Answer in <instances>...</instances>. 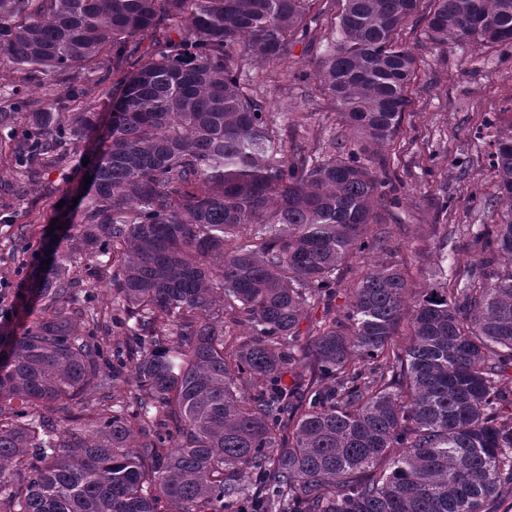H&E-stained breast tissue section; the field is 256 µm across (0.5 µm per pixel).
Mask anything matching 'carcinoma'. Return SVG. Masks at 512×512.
Returning a JSON list of instances; mask_svg holds the SVG:
<instances>
[{
    "instance_id": "cac0c4a2",
    "label": "carcinoma",
    "mask_w": 512,
    "mask_h": 512,
    "mask_svg": "<svg viewBox=\"0 0 512 512\" xmlns=\"http://www.w3.org/2000/svg\"><path fill=\"white\" fill-rule=\"evenodd\" d=\"M408 25L434 48L512 51V0H0V64L24 85L71 76L77 107L0 106L21 175L101 144L70 248L34 279L23 333L0 336V512H490L512 498V124H488L498 197L482 207L504 206L500 222L468 225L472 262L415 300L406 347L392 339L410 285L392 262L301 329L400 205L373 160L417 78ZM319 36L298 79L340 116L324 158L242 81L250 59L289 72L290 46ZM78 67L120 76L105 124ZM78 266L112 325L73 302Z\"/></svg>"
}]
</instances>
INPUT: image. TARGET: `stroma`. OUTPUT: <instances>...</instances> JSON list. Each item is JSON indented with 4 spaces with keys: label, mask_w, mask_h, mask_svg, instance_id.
I'll return each instance as SVG.
<instances>
[{
    "label": "stroma",
    "mask_w": 512,
    "mask_h": 512,
    "mask_svg": "<svg viewBox=\"0 0 512 512\" xmlns=\"http://www.w3.org/2000/svg\"><path fill=\"white\" fill-rule=\"evenodd\" d=\"M271 65L250 62L245 81L263 85L268 110L289 133L304 136L314 155H322L340 117L329 97L303 82L280 77L268 81ZM512 124V61L503 62L496 48L464 49L449 46L441 52H419L418 77L411 89L410 104L402 130L387 147L390 168L396 176L401 206L385 229L383 251L361 254L352 260L341 278L342 288L334 301L343 307L347 288L381 260L396 262L409 276L413 290L431 287L440 262L456 269L469 263L472 251L467 239L452 246L442 244L448 224H494L498 212L479 213L477 203L496 195L497 178L489 165L490 147L475 139L484 121ZM83 152H75L68 167L47 169L30 182L24 196L7 193L16 173L7 158H0V334L20 335L24 317L4 321L21 283L35 271L48 272L43 245L55 239L58 249L70 245L68 226L80 224L82 210L72 207L83 194L82 182L89 169ZM59 228H52V220Z\"/></svg>",
    "instance_id": "35a3bbf8"
}]
</instances>
